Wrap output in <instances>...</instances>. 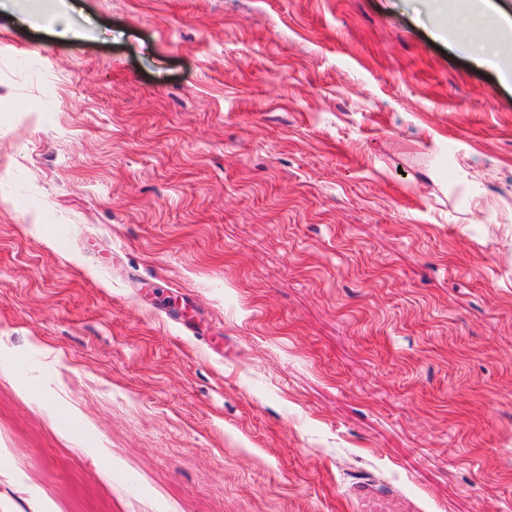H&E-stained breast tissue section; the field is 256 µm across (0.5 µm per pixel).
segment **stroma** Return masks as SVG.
Listing matches in <instances>:
<instances>
[{"label":"stroma","instance_id":"35a3bbf8","mask_svg":"<svg viewBox=\"0 0 512 512\" xmlns=\"http://www.w3.org/2000/svg\"><path fill=\"white\" fill-rule=\"evenodd\" d=\"M74 2L0 10V512H512V81L421 0ZM350 510L354 512H402L411 507H393L395 495L391 488L361 479L354 483L346 493Z\"/></svg>","mask_w":512,"mask_h":512}]
</instances>
